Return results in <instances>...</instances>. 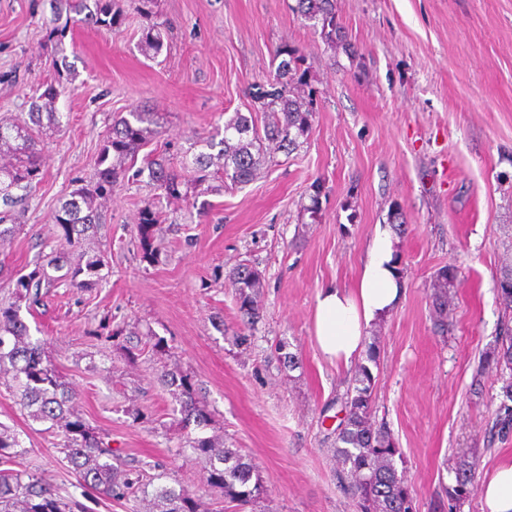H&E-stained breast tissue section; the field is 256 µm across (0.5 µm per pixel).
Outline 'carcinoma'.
<instances>
[{"label": "carcinoma", "mask_w": 512, "mask_h": 512, "mask_svg": "<svg viewBox=\"0 0 512 512\" xmlns=\"http://www.w3.org/2000/svg\"><path fill=\"white\" fill-rule=\"evenodd\" d=\"M115 0H53L54 18L47 30L51 39L62 38L67 26L57 25L60 6L81 17V21L111 31L122 25V15L114 9ZM296 11L325 39L335 41L341 33L336 20L335 0H296ZM146 49L158 54L164 46V34L153 25L143 34ZM280 58L268 85H258L252 97L261 112H235L224 120V137L219 143L221 170L209 172L213 165L210 153L199 152L182 163L180 169L165 166L157 160L133 171L138 178L148 174L149 180L164 191L167 198L183 196L182 189L204 181L209 176L222 177L230 187L250 183L260 163L270 152L290 153L307 137L315 112L313 93L301 94L307 85L304 56L288 44L276 52ZM69 93L68 79L58 75L46 84L39 95L30 97L29 122L20 124L0 120V239L14 231L15 207L27 191L42 178L44 160L40 136L61 130L63 115L56 104ZM160 134L158 113L134 109L113 121L103 144L93 181L75 188L54 214V222L62 230L63 247L77 253V261L62 278L73 288L89 290L98 286L105 267L104 257L81 249L87 232L101 224V201L112 196L115 188L128 177L127 162L135 161L141 147ZM159 211L147 206L139 212L137 234L142 258L152 262L157 257L155 242ZM57 278L41 264L14 282L17 297L28 300L50 288ZM235 288L239 311L247 321L259 318L257 295L262 288L261 274L256 268L241 263L228 275ZM458 281V269L441 268L432 284V306L435 326L448 330L451 289ZM497 293L504 312H512V265L506 264L497 279ZM380 357L378 337H373L366 351L367 363L361 364L353 384L346 391L345 419L336 430L335 453L346 478L345 490L356 502L358 512H414V497L396 467L401 456L391 430L373 420L375 377L369 367ZM493 365L512 372V328L507 326L498 344L485 353L477 375ZM0 375L11 376L10 389L18 404L33 420L49 424L62 436L64 459L78 474L83 484L109 498L125 499L141 494L139 501L148 502L146 512H208L204 503L183 489L154 484V479L127 477L112 463V448L74 411L73 391L62 380L56 368L45 358L44 347L32 340L29 328L21 319L19 307L0 306ZM165 382L174 387L177 411L186 421L204 430L209 425L207 412L195 397V383L186 375L165 374ZM494 427L504 432L512 428V378L501 388L500 404ZM187 446L206 461L205 481L224 490V496L239 505H247L265 493L256 466L237 448H225L214 438L196 435ZM22 440L15 432L0 426V464H8L21 455ZM479 458L476 453L457 457L454 479L442 486L448 500V512H458L470 497L476 482ZM0 512H71L67 502L54 493L50 485L34 473L12 469L0 470Z\"/></svg>", "instance_id": "obj_1"}]
</instances>
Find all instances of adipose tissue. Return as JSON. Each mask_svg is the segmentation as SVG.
Listing matches in <instances>:
<instances>
[{
    "label": "adipose tissue",
    "mask_w": 512,
    "mask_h": 512,
    "mask_svg": "<svg viewBox=\"0 0 512 512\" xmlns=\"http://www.w3.org/2000/svg\"><path fill=\"white\" fill-rule=\"evenodd\" d=\"M391 230L378 229L356 287L319 290L312 335L329 362L347 364L365 350L372 325L389 315L403 294ZM483 512H512V461L500 463L482 490Z\"/></svg>",
    "instance_id": "adipose-tissue-1"
}]
</instances>
